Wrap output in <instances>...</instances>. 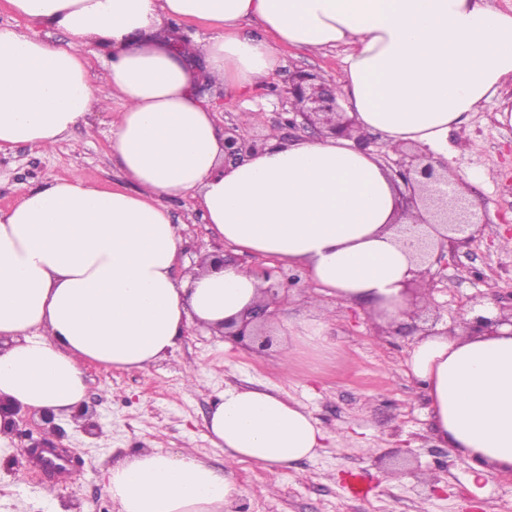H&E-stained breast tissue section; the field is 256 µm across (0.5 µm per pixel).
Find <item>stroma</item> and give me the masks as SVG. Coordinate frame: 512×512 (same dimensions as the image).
Segmentation results:
<instances>
[{"mask_svg": "<svg viewBox=\"0 0 512 512\" xmlns=\"http://www.w3.org/2000/svg\"><path fill=\"white\" fill-rule=\"evenodd\" d=\"M345 55L341 47L283 49L278 72L253 94L267 106L257 125L242 100L208 86L200 93L218 104L220 125L247 124L257 145L274 136L291 140L299 132L280 126L279 114L287 108L283 91L292 75L302 70L335 81ZM511 97L510 83L471 115L466 138L448 136V168L466 183L480 226L470 242L432 265L434 302L420 317L385 327L366 307L323 298L328 342L322 349L300 345L287 373L279 341L260 349L194 324L186 327L172 356L146 369L85 365V403L99 434L61 420L62 443L75 453L72 476L64 483L31 464L15 465L11 455L25 440L12 434L1 438L9 453L0 457L8 475L0 483V512H55L72 504L81 512H118L105 491L104 473L139 450L191 452L223 464L224 453L211 444L205 420L230 387L276 389L302 402L328 435L316 458L276 473L250 462L234 465L245 491L243 512H512V478L492 477L472 489L469 462L437 441L424 390L405 366L423 330L436 319L444 325L459 321L471 297L494 294L501 306L512 305V125L497 118L502 100ZM111 121V111L95 110L50 153L24 145L1 152L0 211L14 206L29 187L74 174L100 188L117 185ZM488 171L493 178L487 182L482 175ZM167 207L183 239V259L193 262L220 248L238 264L271 269L270 286L288 291L282 314L304 312L312 286L303 268L222 246L192 198L169 200ZM355 472L369 490L361 499L345 492Z\"/></svg>", "mask_w": 512, "mask_h": 512, "instance_id": "35a3bbf8", "label": "stroma"}]
</instances>
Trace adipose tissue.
Masks as SVG:
<instances>
[{
  "instance_id": "1",
  "label": "adipose tissue",
  "mask_w": 512,
  "mask_h": 512,
  "mask_svg": "<svg viewBox=\"0 0 512 512\" xmlns=\"http://www.w3.org/2000/svg\"><path fill=\"white\" fill-rule=\"evenodd\" d=\"M13 13L68 33L53 43L0 25V152L52 151L92 110L116 108L121 184L73 176L27 189L0 211V395L33 411L84 402V363L126 370L166 359L188 323L238 318L263 281L237 263L179 265L167 200L196 199L236 252L302 266L309 314L272 325L284 356L325 343L318 294L406 319L403 283L424 264L418 239L445 228L402 215L404 187L344 138L270 139L224 158L209 83L237 96L264 86L282 49L349 52L337 81L361 133L447 156L448 134L512 82V13L485 0H9ZM185 22L210 29L186 39ZM260 28L241 34L243 24ZM104 63L99 95L90 58ZM405 364L429 400L433 432L475 479L512 477V328L420 337ZM207 428L228 461L143 451L105 474L119 512H226L243 494L232 464L277 472L314 458L325 435L307 408L269 389L228 388Z\"/></svg>"
}]
</instances>
